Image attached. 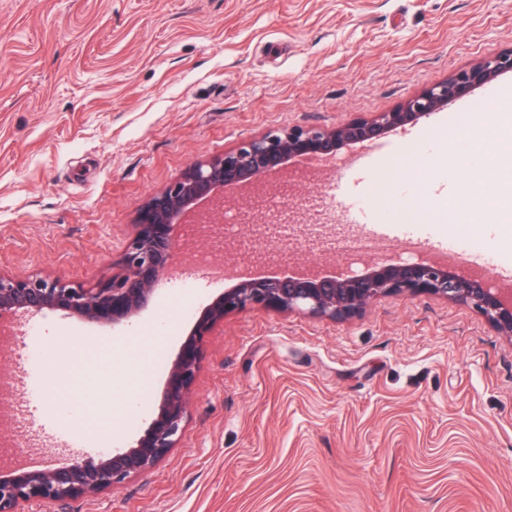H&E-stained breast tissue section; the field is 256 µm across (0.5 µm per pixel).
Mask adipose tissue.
Masks as SVG:
<instances>
[{
  "label": "adipose tissue",
  "instance_id": "adipose-tissue-1",
  "mask_svg": "<svg viewBox=\"0 0 512 512\" xmlns=\"http://www.w3.org/2000/svg\"><path fill=\"white\" fill-rule=\"evenodd\" d=\"M499 132L490 139L479 134L459 139L448 137V151L461 159L470 169L476 181L491 182L504 186V193L489 197L481 192L451 196L449 207L465 212L470 222H479L489 211L495 212L499 223H512V167L503 165L502 159L512 155V98L500 99Z\"/></svg>",
  "mask_w": 512,
  "mask_h": 512
}]
</instances>
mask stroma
I'll list each match as a JSON object with an SVG mask.
<instances>
[{
  "mask_svg": "<svg viewBox=\"0 0 512 512\" xmlns=\"http://www.w3.org/2000/svg\"><path fill=\"white\" fill-rule=\"evenodd\" d=\"M510 48L512 0H0V270L107 282L146 199L189 166L269 130L391 111ZM508 91L512 72L382 137L358 193L406 224L447 208L444 189L472 174L436 140L476 117L495 136ZM356 154L294 187L289 248L358 271L417 260L406 241H361L344 200L325 196ZM446 222L512 263V227L494 213ZM345 240L355 256L328 250ZM230 285L193 269L117 327L20 317L13 385L31 346L52 363L30 370L13 430L27 458L135 445L163 389L149 351L171 363ZM100 409L110 421L84 447L82 416ZM21 512H512V338L431 295L336 321L229 314L205 339L183 436L148 478Z\"/></svg>",
  "mask_w": 512,
  "mask_h": 512,
  "instance_id": "35a3bbf8",
  "label": "stroma"
}]
</instances>
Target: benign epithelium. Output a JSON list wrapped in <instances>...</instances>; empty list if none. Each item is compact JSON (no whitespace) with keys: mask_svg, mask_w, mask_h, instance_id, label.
Here are the masks:
<instances>
[{"mask_svg":"<svg viewBox=\"0 0 512 512\" xmlns=\"http://www.w3.org/2000/svg\"><path fill=\"white\" fill-rule=\"evenodd\" d=\"M512 72V48L461 68L406 98L390 112L355 116L333 127L304 124L270 130L224 155L190 166L140 208L134 233L112 280L93 288L63 276L15 277L0 271V318L45 310L89 323L117 325L139 315L157 286L176 270L178 233L189 223H212L214 212L237 197L271 191L285 181L296 161L326 162L346 146H364L389 132L419 122L464 98L501 74ZM288 275L242 273L195 322L167 372L154 416L130 448H114L96 463L73 458L56 468L0 463V512H19L22 503L58 502L94 496L126 478L148 476L175 447L188 415L206 336L224 316L245 310L301 312L328 319L353 317L386 296L428 294L476 309L501 334L512 337V289L490 288L480 274L461 276L439 258L413 263L370 260L355 275L326 272L298 255Z\"/></svg>","mask_w":512,"mask_h":512,"instance_id":"obj_1","label":"benign epithelium"}]
</instances>
